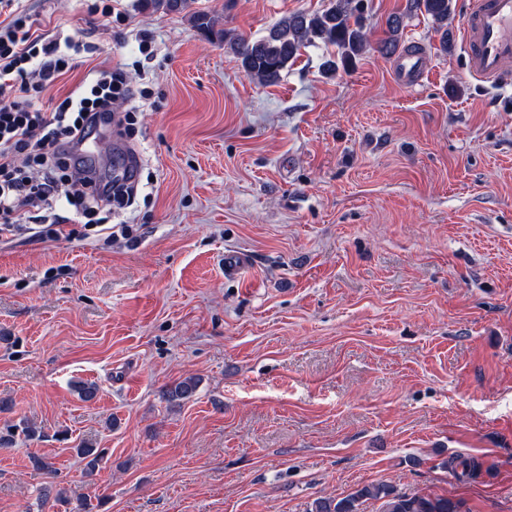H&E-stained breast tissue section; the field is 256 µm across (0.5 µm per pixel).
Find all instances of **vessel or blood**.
<instances>
[{"mask_svg":"<svg viewBox=\"0 0 512 512\" xmlns=\"http://www.w3.org/2000/svg\"><path fill=\"white\" fill-rule=\"evenodd\" d=\"M461 49L470 79L500 86L512 78V0H471L465 11ZM402 81L415 82L422 68L420 56L395 60Z\"/></svg>","mask_w":512,"mask_h":512,"instance_id":"obj_1","label":"vessel or blood"}]
</instances>
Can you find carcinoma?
Wrapping results in <instances>:
<instances>
[{"label":"carcinoma","instance_id":"obj_1","mask_svg":"<svg viewBox=\"0 0 512 512\" xmlns=\"http://www.w3.org/2000/svg\"><path fill=\"white\" fill-rule=\"evenodd\" d=\"M194 0H146L152 8L168 12L188 9ZM455 0H409L408 12L426 15L440 33L439 50L448 52V27L454 20ZM387 36L371 47L363 20V0H329L328 6L317 12H297L280 19L266 35L251 39L221 30L222 42L229 45L240 60L244 73L262 84L276 83L281 73L293 65L303 52L313 46H323L328 58L323 64L327 74L347 70L370 49L383 56L393 55L401 46L403 16L391 15L386 20ZM197 388L192 378L173 383L163 393L169 403L190 399ZM444 465L454 476L474 478L481 466L473 459L453 457ZM364 499L381 502L380 512H461L458 503L426 494H406L388 484L364 485L352 494L340 498L314 500L308 512H358Z\"/></svg>","mask_w":512,"mask_h":512}]
</instances>
